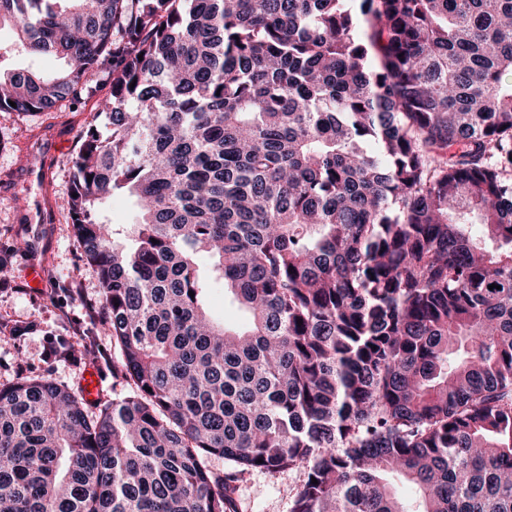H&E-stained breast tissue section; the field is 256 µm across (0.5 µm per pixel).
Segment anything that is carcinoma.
<instances>
[{"mask_svg": "<svg viewBox=\"0 0 512 512\" xmlns=\"http://www.w3.org/2000/svg\"><path fill=\"white\" fill-rule=\"evenodd\" d=\"M5 24L66 67L0 71V112L110 75L70 218L133 392L0 388V512H238V477L295 468L291 512H512V0H0ZM107 216L116 229L122 230L125 224H133L136 221L137 208L131 201L125 198H115L109 205Z\"/></svg>", "mask_w": 512, "mask_h": 512, "instance_id": "cac0c4a2", "label": "carcinoma"}]
</instances>
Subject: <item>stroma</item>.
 I'll list each match as a JSON object with an SVG mask.
<instances>
[{"instance_id":"35a3bbf8","label":"stroma","mask_w":512,"mask_h":512,"mask_svg":"<svg viewBox=\"0 0 512 512\" xmlns=\"http://www.w3.org/2000/svg\"><path fill=\"white\" fill-rule=\"evenodd\" d=\"M0 51L10 68L52 73L65 62L53 55L32 57L15 45L12 27H0ZM94 102L84 99L76 106L41 115L0 112V243L15 231L36 239L33 249L16 251L9 264V288H0V388L27 378L41 377L70 390H78L82 366L69 357L56 356L59 346L94 345L92 357L103 374L98 402L125 396L130 386L113 375L118 352L112 345L109 326L88 308L100 303L96 269L89 264L69 220L68 186L80 146V133L91 121ZM58 126L68 136L65 147L49 166L47 184L27 183L20 177L25 167L24 149L41 128ZM55 214L51 224H23L24 213L39 214L42 205ZM39 265L45 277L30 286L29 266ZM304 480L297 469L271 475L254 471L236 483L241 512H290L295 493Z\"/></svg>"}]
</instances>
